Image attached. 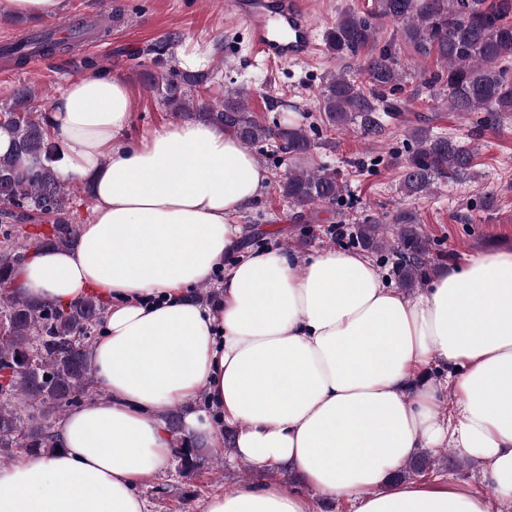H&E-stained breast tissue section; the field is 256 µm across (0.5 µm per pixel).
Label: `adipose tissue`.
Returning <instances> with one entry per match:
<instances>
[{
  "label": "adipose tissue",
  "instance_id": "obj_1",
  "mask_svg": "<svg viewBox=\"0 0 512 512\" xmlns=\"http://www.w3.org/2000/svg\"><path fill=\"white\" fill-rule=\"evenodd\" d=\"M131 109L120 78L93 72L47 114L59 174L90 181L94 217L75 248L36 251L18 283L64 306L107 303L89 354L103 395L67 413L56 452L0 468V512H149L135 487L178 439L223 450L202 397L236 427V460L293 470L351 512H495L466 484L395 480L420 448L479 459L484 482L512 496V250L465 256L414 296L357 251H240L236 219L268 171L208 123L130 140ZM218 271L217 308L187 299ZM176 406L178 438L165 423ZM202 512L315 509L286 484L242 482Z\"/></svg>",
  "mask_w": 512,
  "mask_h": 512
}]
</instances>
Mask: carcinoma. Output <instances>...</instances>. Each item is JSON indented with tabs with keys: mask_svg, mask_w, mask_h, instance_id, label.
<instances>
[{
	"mask_svg": "<svg viewBox=\"0 0 512 512\" xmlns=\"http://www.w3.org/2000/svg\"><path fill=\"white\" fill-rule=\"evenodd\" d=\"M512 0H376L367 15L344 13L327 27L324 42L338 57H368L369 87L343 73L326 78L320 120L330 130L353 129L380 140L386 119L398 117L404 77L390 42L380 43L377 20L400 24L403 40L416 53L434 55L442 69L424 74L423 84L448 95V107L465 116L488 112L493 122L512 113ZM170 37L150 48L153 64L173 58ZM150 89L173 114L186 121L224 127L246 148L278 144L288 171L279 192L295 207L312 209L342 196L343 172L305 165L313 144L300 124H267L250 110L237 89L215 104L201 102L200 88L212 74L176 68ZM33 93L21 88L15 101L0 110V130L12 152L0 155V460L15 450L47 454L55 450L53 421L69 408L101 396L94 388L88 353L106 306L89 295L69 306L34 301L15 288L19 269L31 247L64 248L80 228L76 190L56 170L61 155L43 113L31 106ZM408 136L416 148L402 163L400 189L411 197L429 193L438 182H458L473 174L474 153L467 144L414 127ZM418 219L396 212L384 227L366 217L354 219L355 240L367 250L396 249L395 278L404 289L426 281L431 261L429 242L417 230ZM434 461L420 455L397 478L432 470Z\"/></svg>",
	"mask_w": 512,
	"mask_h": 512,
	"instance_id": "1",
	"label": "carcinoma"
}]
</instances>
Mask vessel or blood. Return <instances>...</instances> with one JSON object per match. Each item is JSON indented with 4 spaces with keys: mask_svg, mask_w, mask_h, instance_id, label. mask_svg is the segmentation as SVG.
<instances>
[{
    "mask_svg": "<svg viewBox=\"0 0 512 512\" xmlns=\"http://www.w3.org/2000/svg\"><path fill=\"white\" fill-rule=\"evenodd\" d=\"M257 53L270 61L302 60L316 48L307 0H231Z\"/></svg>",
    "mask_w": 512,
    "mask_h": 512,
    "instance_id": "1",
    "label": "vessel or blood"
}]
</instances>
